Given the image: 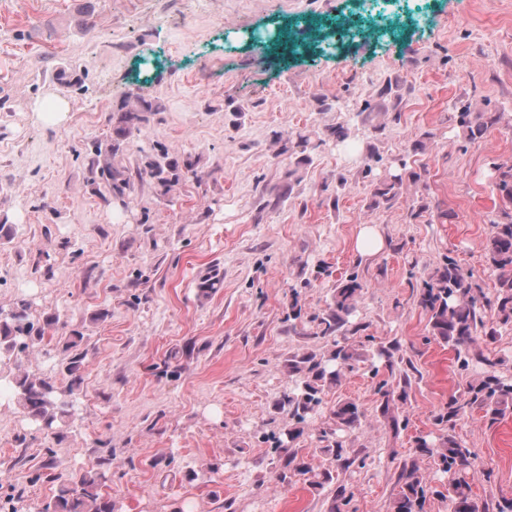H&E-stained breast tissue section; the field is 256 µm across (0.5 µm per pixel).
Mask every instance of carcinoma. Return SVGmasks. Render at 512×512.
<instances>
[{"instance_id":"1","label":"carcinoma","mask_w":512,"mask_h":512,"mask_svg":"<svg viewBox=\"0 0 512 512\" xmlns=\"http://www.w3.org/2000/svg\"><path fill=\"white\" fill-rule=\"evenodd\" d=\"M402 101L399 81L390 78L379 91L378 100L364 104L359 112H392L397 120ZM151 111L152 105L143 96H128L112 116L113 138L93 144L88 156V171L104 182V201L124 200L134 181L147 177L167 189L179 183L178 162L165 152L144 155L141 165L133 171L113 164L119 142L141 135L148 122L146 113ZM448 121L468 141L477 140L495 126L512 129V114L488 111L470 98H458L452 103ZM495 173V189L500 200L498 215L490 220L492 231L483 242L485 256L498 282L495 297H487L473 272L450 257L424 283L420 300L428 315L432 335L456 350L463 370L469 367L472 357L491 367L505 365V359L492 360L481 351L473 353L471 346L478 336L494 340L501 331H512V163L496 164ZM401 185L399 176L376 183L372 205L392 204ZM362 288L355 275L343 280L335 288L326 313L317 318L315 335L335 337L329 350L320 354L308 352L289 360L288 372L301 378V385L284 396L281 402L297 423L289 433L293 441L303 435L301 425L319 413L325 391L339 385L345 374L363 361V353L336 339L338 332L348 324ZM36 336H43V332L28 320L25 305L0 316V350L22 351L28 340ZM81 342L82 336L78 333L65 341V348L72 353L67 367L71 380L66 388L59 389L50 379L36 375L25 374L15 380L19 405L47 431L68 425V397L80 387V372L86 357V352L81 350ZM467 390L471 394L467 404L484 409L494 419L512 410V374L494 373L474 379L468 382ZM332 415L337 428L352 429L359 424L362 412L356 403L346 401L337 403ZM417 451L433 459L443 472L452 475L446 495L450 512H478L472 499L469 477V471L474 468V453L453 434L436 441L423 438L417 441ZM283 452L278 474L280 481H286L292 472L301 475L310 472L306 464L297 461L295 454L286 448ZM106 479V473L101 470L83 475L78 482L62 486L52 502L45 505L43 512H116L112 496L101 491ZM398 484L392 512H423L426 490L416 468L403 467Z\"/></svg>"}]
</instances>
